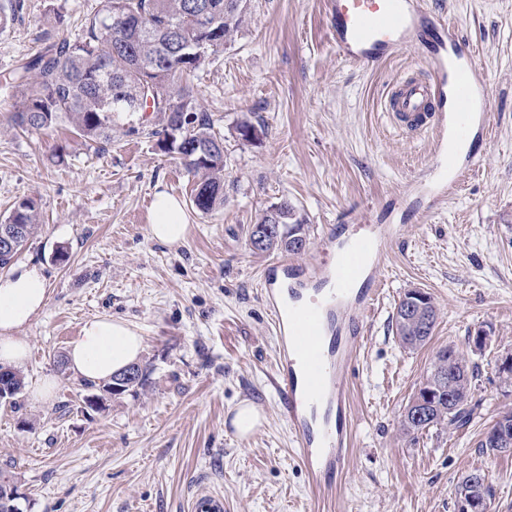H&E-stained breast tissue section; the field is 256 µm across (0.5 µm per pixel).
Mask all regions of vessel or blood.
<instances>
[{"mask_svg":"<svg viewBox=\"0 0 512 512\" xmlns=\"http://www.w3.org/2000/svg\"><path fill=\"white\" fill-rule=\"evenodd\" d=\"M337 56L378 65L414 46L417 0H324ZM427 79H399L388 109L402 124L432 134L437 164L459 169L446 142L464 144L490 129L491 94L472 51L450 58L445 40L429 51ZM397 227L357 224L350 239L327 233L326 260L314 275L291 262L265 269L261 291L278 340L276 386L295 434V455L312 487L332 492L346 467L353 424L349 397L367 322L381 293V261Z\"/></svg>","mask_w":512,"mask_h":512,"instance_id":"b4317fda","label":"vessel or blood"}]
</instances>
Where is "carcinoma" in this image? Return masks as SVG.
Returning <instances> with one entry per match:
<instances>
[{
	"mask_svg": "<svg viewBox=\"0 0 512 512\" xmlns=\"http://www.w3.org/2000/svg\"><path fill=\"white\" fill-rule=\"evenodd\" d=\"M192 0H99L97 10L73 40L48 43L24 63L0 76L14 90L11 128L23 131L65 125L85 146L112 142L127 102H141L140 111H150L146 124L126 122L127 135L145 134L156 139L159 151L181 161L192 177V202L202 213L224 204V144L213 130L211 115L187 84V77L215 52L235 41L248 14L247 0H209V27H197ZM23 8V0L0 3V30H4ZM179 130L174 145L164 146L173 130ZM40 223L38 203L32 198L17 201L0 220V233L19 224L32 238ZM257 224H273L276 233L259 252L295 253L291 238L306 235L305 219L283 201L266 209ZM406 295L394 307L393 322L400 345L417 350L427 344L440 309L429 299L421 328L404 322ZM439 350L428 378L441 377L440 394L427 418L415 421L402 416L401 430L415 444L419 435L438 425L466 427L473 416L471 392L479 377V366L455 350ZM453 407H448V394ZM512 422V410L502 412L483 433L477 448L483 453L504 454L498 432L502 421ZM10 477L0 473V512H19L8 493Z\"/></svg>",
	"mask_w": 512,
	"mask_h": 512,
	"instance_id": "1",
	"label": "carcinoma"
}]
</instances>
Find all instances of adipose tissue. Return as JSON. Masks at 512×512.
Here are the masks:
<instances>
[{"instance_id": "obj_1", "label": "adipose tissue", "mask_w": 512, "mask_h": 512, "mask_svg": "<svg viewBox=\"0 0 512 512\" xmlns=\"http://www.w3.org/2000/svg\"><path fill=\"white\" fill-rule=\"evenodd\" d=\"M153 239L177 244L188 233L181 202L171 194L156 192L151 204ZM48 288L38 268L21 267L0 276V363L23 367L30 354L19 331L47 304ZM143 352L141 336L126 323L104 317L86 320L78 340L67 352L72 374L88 382H108L122 369L137 363Z\"/></svg>"}]
</instances>
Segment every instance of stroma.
Returning a JSON list of instances; mask_svg holds the SVG:
<instances>
[{"instance_id": "stroma-1", "label": "stroma", "mask_w": 512, "mask_h": 512, "mask_svg": "<svg viewBox=\"0 0 512 512\" xmlns=\"http://www.w3.org/2000/svg\"><path fill=\"white\" fill-rule=\"evenodd\" d=\"M97 0H24L0 32V72L37 52L46 37L75 38ZM236 41L208 56L193 84L224 142V204L204 214L176 159L145 135L87 149L61 129H10V91L0 85V218L35 199L38 232L16 260L38 267L48 302L22 329L31 354L26 383L56 378L52 399L21 392L0 403V469L22 512H188L199 491L224 497V512H454L466 472L487 474L492 512H512V457L480 453L482 432L512 408V384L496 373L512 353V0H422V35L456 26L492 96L490 139L456 193L433 205L431 135L396 130L384 110L390 82L428 74L427 48L376 67L342 61L323 0H249ZM257 138H243L241 122ZM184 206L189 231L168 245L149 235L155 191ZM287 201L307 220L298 262L319 264L327 226L369 221L401 227L380 273L383 296L370 319L352 390L353 447L335 496L313 492L271 378L276 337L260 294L280 253L248 246L252 224ZM430 293L440 314L430 342L403 349L392 329L404 291ZM95 316L126 321L144 341L147 390L108 397L59 368ZM490 347L474 353L480 377L464 430L431 428L409 444L401 413L425 381L436 351L466 347L477 328ZM263 415L236 435L242 402Z\"/></svg>"}]
</instances>
